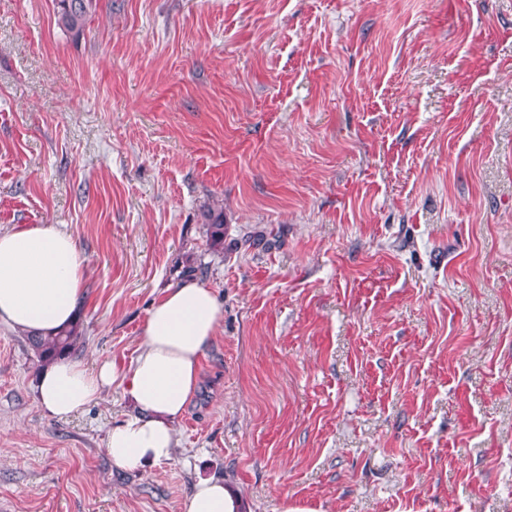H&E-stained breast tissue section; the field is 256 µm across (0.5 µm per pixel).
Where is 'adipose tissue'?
Returning a JSON list of instances; mask_svg holds the SVG:
<instances>
[{
    "label": "adipose tissue",
    "mask_w": 512,
    "mask_h": 512,
    "mask_svg": "<svg viewBox=\"0 0 512 512\" xmlns=\"http://www.w3.org/2000/svg\"><path fill=\"white\" fill-rule=\"evenodd\" d=\"M86 264L76 238L54 224H25L0 232V324L48 335L72 324L85 296ZM223 309L212 289L187 282L166 289L151 307L134 359L88 369L61 359L41 369L37 398L52 417L84 410L111 386L132 405L109 433L113 463L139 469L172 459L174 424L200 387V363L217 336ZM184 512H241L223 480L200 478Z\"/></svg>",
    "instance_id": "obj_1"
}]
</instances>
